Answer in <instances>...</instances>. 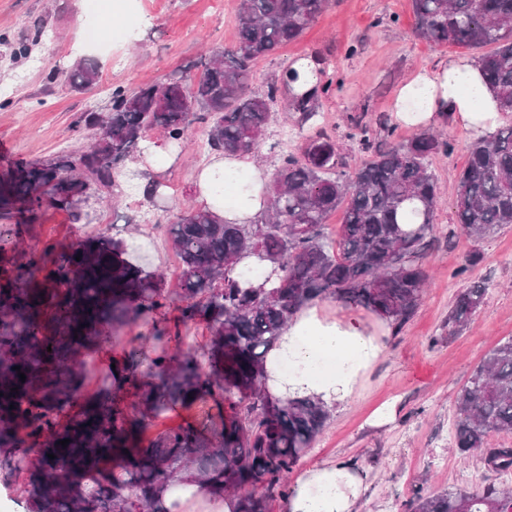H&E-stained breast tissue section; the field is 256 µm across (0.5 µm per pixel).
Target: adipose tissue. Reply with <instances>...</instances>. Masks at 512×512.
I'll list each match as a JSON object with an SVG mask.
<instances>
[{
  "label": "adipose tissue",
  "instance_id": "1",
  "mask_svg": "<svg viewBox=\"0 0 512 512\" xmlns=\"http://www.w3.org/2000/svg\"><path fill=\"white\" fill-rule=\"evenodd\" d=\"M395 112L398 120L427 127L452 117L477 137L494 132L512 116L500 112L494 93L485 84L476 62L466 56L449 60L438 71L418 70L400 89ZM242 169L250 174L252 189L234 186L214 195L213 171ZM267 180L263 168L247 156L214 154L201 172L197 199L225 222L249 224L264 211ZM384 350L356 313L331 319L321 308L302 309L267 357L268 387L276 396L315 397L326 405L347 401L359 377ZM335 360L332 374L312 370L316 358ZM366 490V476L346 462L324 463L305 470L285 499L286 512H357ZM172 512H233L230 499L212 498L205 486L178 481L165 495Z\"/></svg>",
  "mask_w": 512,
  "mask_h": 512
}]
</instances>
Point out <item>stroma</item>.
Listing matches in <instances>:
<instances>
[{
    "mask_svg": "<svg viewBox=\"0 0 512 512\" xmlns=\"http://www.w3.org/2000/svg\"><path fill=\"white\" fill-rule=\"evenodd\" d=\"M234 7L235 0H0V34L9 38L0 45V165L90 146L77 120L105 107L113 87L133 89L177 70L200 74L209 55L236 45ZM36 32L39 43L15 55L16 43ZM464 54L415 36L411 0H329L297 40L256 62L252 89L284 84L290 66L305 57L333 72L340 87L319 96L311 119L275 110L258 162L275 171L282 151L301 152L306 135L321 130L336 140L346 169H354L369 156L349 136L354 123L375 130L388 125L396 141L413 137L416 126L397 121L393 112L399 89L419 68L435 71ZM81 57L99 65L94 88L74 92L48 82L50 71ZM437 129L453 145L432 160L441 187L435 225L444 232L456 222L455 176L473 137L449 119ZM206 130L194 124L192 145L170 146L153 174L161 184L158 199H147L141 177L126 165L111 203L91 199L78 217L43 205L25 243L67 244L103 231L140 245L147 265L176 284L180 269L166 227L174 212L196 203V177L210 158L196 143ZM474 251L479 260L467 264ZM423 262L431 278L413 316L384 336L382 355L349 400L332 407L326 428L298 465L303 471L325 461L354 462L367 475L360 512H407L415 494L476 487L489 475L480 458L464 461L452 451L455 399L485 353L512 337V226L478 244L457 234L435 245ZM475 281L487 287L482 307L459 336L442 340L456 297ZM381 407L391 416L373 424Z\"/></svg>",
    "mask_w": 512,
    "mask_h": 512,
    "instance_id": "35a3bbf8",
    "label": "stroma"
}]
</instances>
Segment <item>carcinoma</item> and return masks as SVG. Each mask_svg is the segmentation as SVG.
Wrapping results in <instances>:
<instances>
[{"label":"carcinoma","instance_id":"cac0c4a2","mask_svg":"<svg viewBox=\"0 0 512 512\" xmlns=\"http://www.w3.org/2000/svg\"><path fill=\"white\" fill-rule=\"evenodd\" d=\"M326 2L239 0L238 44L214 52L200 75L174 72L132 91L116 86L105 109L79 118L94 137L89 147L0 171V215L16 218L0 250L5 241L19 245L45 203L78 216L91 198L112 195L118 166L143 154L150 130L182 147L194 121L209 120L211 150L255 153L279 87L254 93V63L296 40ZM411 5L418 38L481 50L483 76L501 111L511 113L512 0ZM49 79L80 92L98 83L99 70L81 59ZM356 129L372 153L352 171L342 169L336 140L323 133L309 136L299 155L281 153L267 208L252 224H227L203 208L173 214L168 235L181 266L175 293L136 250L104 232L66 246L48 239L0 272V476L27 473L37 512H169L161 493L182 471L232 499L233 512H268L272 494H288V474L330 409L308 397L270 395L268 351L300 310L327 299L399 329L429 277L422 258L440 201L432 157L452 144L425 130L376 147L373 131ZM454 206L456 224L475 242L512 225V124L468 147ZM339 209L342 221L331 231L326 219ZM250 259L260 275L241 268ZM485 295L479 283L461 292L448 313V338L467 328ZM170 309L183 323L205 318L210 342L182 350L183 337L166 325ZM137 323L152 326L151 350L132 346L112 359L107 380L86 395L90 356ZM195 407V419L150 434L157 420ZM455 408L457 453L482 455L492 472L511 471L512 447L489 448L486 437L512 432V337L488 351ZM407 508L512 512V487L417 493Z\"/></svg>","mask_w":512,"mask_h":512}]
</instances>
